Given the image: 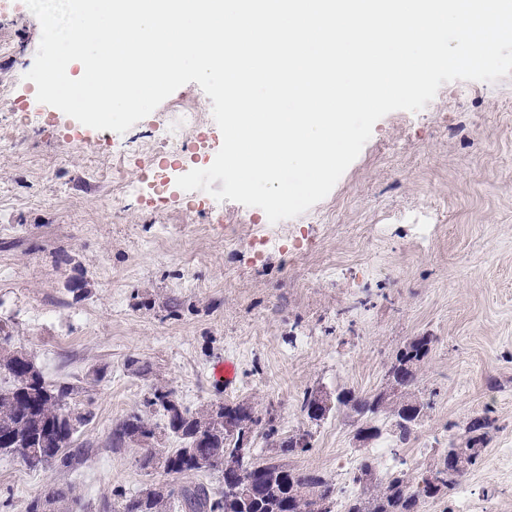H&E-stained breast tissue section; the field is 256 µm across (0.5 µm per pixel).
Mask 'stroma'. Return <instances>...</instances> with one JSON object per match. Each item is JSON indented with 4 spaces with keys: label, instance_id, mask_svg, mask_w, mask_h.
Masks as SVG:
<instances>
[{
    "label": "stroma",
    "instance_id": "35a3bbf8",
    "mask_svg": "<svg viewBox=\"0 0 512 512\" xmlns=\"http://www.w3.org/2000/svg\"><path fill=\"white\" fill-rule=\"evenodd\" d=\"M2 28L15 36L0 43V137L12 142L0 152V322L93 419L76 435L85 454L74 469L0 454V512L66 485L74 512H105L116 492L144 488L145 448L175 440L116 449L110 434L156 384L192 411L215 398L274 404L281 433L312 434L289 465L346 485L362 455L356 418L332 410L311 423L304 392L381 389L398 350L427 334L419 391L431 408L400 458L433 466L470 418L488 415L495 428L462 483L471 512H512V75L443 84L423 110L378 120L329 195L286 220L285 248L262 249L260 208L203 210L175 186L222 144L197 83L158 107L191 99L201 114L195 149L152 167L172 184L166 202L126 196L119 184L142 178L135 151L154 116L118 135L38 102L25 74L40 23L24 0H0ZM422 210L433 213L426 238L411 220ZM226 360L234 377L216 380Z\"/></svg>",
    "mask_w": 512,
    "mask_h": 512
}]
</instances>
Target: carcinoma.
<instances>
[{
  "instance_id": "carcinoma-1",
  "label": "carcinoma",
  "mask_w": 512,
  "mask_h": 512,
  "mask_svg": "<svg viewBox=\"0 0 512 512\" xmlns=\"http://www.w3.org/2000/svg\"><path fill=\"white\" fill-rule=\"evenodd\" d=\"M9 338L0 323V374L7 376L0 385V452L17 454L31 468H69L82 455L81 449L74 447V436L79 427L91 421V413H79L70 422L64 420L77 408L70 387L48 383L29 355L4 346ZM433 341L432 336H416L391 361L386 386L398 389L396 397L387 401L380 391L372 395L341 391L336 395V410L346 408L363 419L357 433L378 434L382 432L378 422L388 424L392 456L416 438L427 417V412L421 411L409 418L404 410L406 404L418 401L419 367ZM171 395L164 386L151 388L143 408L127 413L112 428L111 436L116 446L144 441L156 430L148 414L156 408L162 410L164 431L177 439L179 447L147 448L139 465L149 473L160 469L174 481L150 484L135 494L118 493L112 512H170L174 502L180 503L184 512H423L429 500L454 491L463 477L448 471V459L457 448L452 441L443 461L417 472L384 471L377 457L361 458L353 473L358 489L344 497L332 480L283 461L286 456L309 451L310 446L299 447L300 429L278 436L274 405L259 409L249 403L226 402L219 416L226 411L236 414L242 428L221 426L202 432L200 427L211 418L210 406L195 412L173 411L166 404ZM492 428L493 421L486 415L470 419L464 427L460 443L474 449L470 466L481 462ZM244 430L251 434V440L261 437L271 441V446L241 447ZM203 469L220 473L224 487L215 492L203 482L192 481L191 476ZM434 471L441 474L442 486L432 493L427 476ZM77 500L72 487H52L34 498L27 512H42L46 501L61 504Z\"/></svg>"
}]
</instances>
